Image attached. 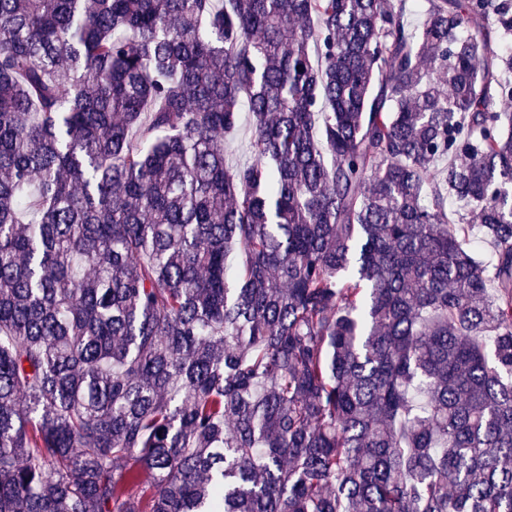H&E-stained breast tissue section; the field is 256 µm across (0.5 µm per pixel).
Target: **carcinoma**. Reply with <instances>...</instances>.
Listing matches in <instances>:
<instances>
[{
	"label": "carcinoma",
	"mask_w": 512,
	"mask_h": 512,
	"mask_svg": "<svg viewBox=\"0 0 512 512\" xmlns=\"http://www.w3.org/2000/svg\"><path fill=\"white\" fill-rule=\"evenodd\" d=\"M409 8L0 0V512H512V0ZM251 151V116L242 112L239 132L233 139L224 140L225 162L232 167L245 163L251 159Z\"/></svg>",
	"instance_id": "cac0c4a2"
}]
</instances>
